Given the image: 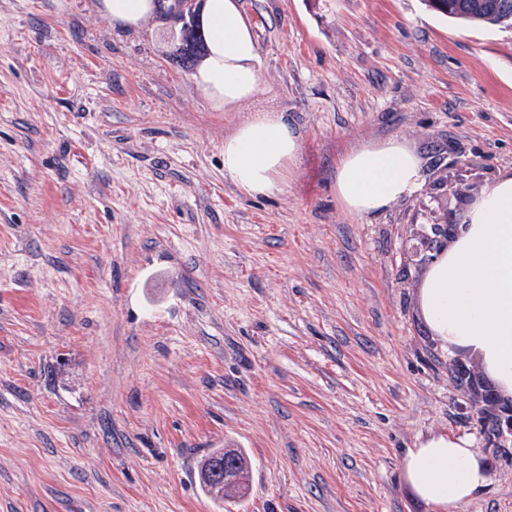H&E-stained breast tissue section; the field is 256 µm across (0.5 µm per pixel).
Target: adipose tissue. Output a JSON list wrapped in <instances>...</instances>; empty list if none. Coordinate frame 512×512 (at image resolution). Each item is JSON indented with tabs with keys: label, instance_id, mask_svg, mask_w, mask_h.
<instances>
[{
	"label": "adipose tissue",
	"instance_id": "ef3b65f1",
	"mask_svg": "<svg viewBox=\"0 0 512 512\" xmlns=\"http://www.w3.org/2000/svg\"><path fill=\"white\" fill-rule=\"evenodd\" d=\"M200 26L207 53L196 85L220 105L251 96L259 84L257 46L237 0H205ZM299 151L300 134L285 116L261 115L225 138L224 172L243 192L271 196ZM420 183L418 158L396 138L356 147L336 163V195L362 219L379 216ZM419 304L441 345L477 357L500 395L512 397V175L487 184L467 210L459 237L425 275ZM402 474L434 512H456L491 480L481 453L461 438L407 449Z\"/></svg>",
	"mask_w": 512,
	"mask_h": 512
}]
</instances>
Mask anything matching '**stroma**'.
<instances>
[{
    "mask_svg": "<svg viewBox=\"0 0 512 512\" xmlns=\"http://www.w3.org/2000/svg\"><path fill=\"white\" fill-rule=\"evenodd\" d=\"M256 92L214 108L179 23L123 30L97 0H0V512H428L403 449H483L458 512H512V447L486 446L405 264L433 185L512 173V27L420 0H239ZM259 114L301 134L279 193L224 174ZM390 138L420 188L379 217L336 161ZM252 463L239 502L199 483ZM224 457H227L229 463L236 469L238 481L234 485L229 486L228 490L223 493L220 489H211L209 484L203 483L200 479L204 490L216 500H220L222 502L227 499H239L245 495L246 488L244 487V479L251 467L249 457H247L240 448H224L213 452L209 457H207L201 465L200 472L203 469H207L212 473H214L215 470H219L218 474L215 473L214 475L220 477L224 475V484L232 481L234 477L226 472L228 466L224 462Z\"/></svg>",
    "mask_w": 512,
    "mask_h": 512,
    "instance_id": "stroma-1",
    "label": "stroma"
}]
</instances>
